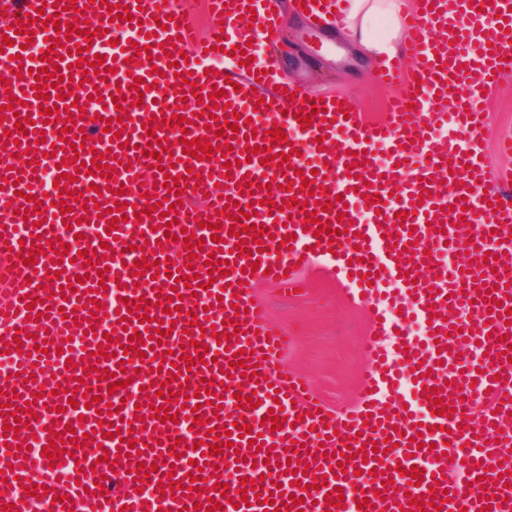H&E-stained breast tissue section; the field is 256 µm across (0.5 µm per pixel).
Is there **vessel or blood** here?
<instances>
[{
	"label": "vessel or blood",
	"mask_w": 512,
	"mask_h": 512,
	"mask_svg": "<svg viewBox=\"0 0 512 512\" xmlns=\"http://www.w3.org/2000/svg\"><path fill=\"white\" fill-rule=\"evenodd\" d=\"M0 6V507L512 512V198L481 148L512 0H413L378 120L255 58L323 0ZM312 301L364 320L342 404L289 363Z\"/></svg>",
	"instance_id": "b4317fda"
}]
</instances>
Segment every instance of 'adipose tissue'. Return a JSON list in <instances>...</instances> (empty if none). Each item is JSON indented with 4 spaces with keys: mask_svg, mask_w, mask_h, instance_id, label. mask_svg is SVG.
<instances>
[{
    "mask_svg": "<svg viewBox=\"0 0 512 512\" xmlns=\"http://www.w3.org/2000/svg\"><path fill=\"white\" fill-rule=\"evenodd\" d=\"M406 7V0H350L336 28L366 56L392 60L402 53L400 15Z\"/></svg>",
    "mask_w": 512,
    "mask_h": 512,
    "instance_id": "1",
    "label": "adipose tissue"
}]
</instances>
